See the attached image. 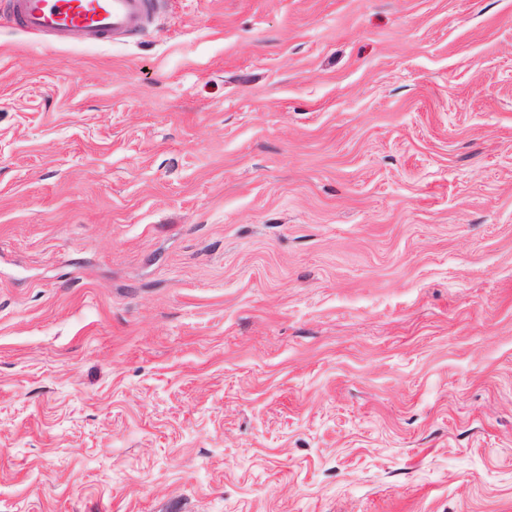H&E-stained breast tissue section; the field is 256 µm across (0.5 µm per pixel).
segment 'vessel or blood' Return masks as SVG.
<instances>
[{
	"instance_id": "obj_1",
	"label": "vessel or blood",
	"mask_w": 512,
	"mask_h": 512,
	"mask_svg": "<svg viewBox=\"0 0 512 512\" xmlns=\"http://www.w3.org/2000/svg\"><path fill=\"white\" fill-rule=\"evenodd\" d=\"M159 0H9L21 28L64 41L74 31L92 43L129 38L149 24Z\"/></svg>"
}]
</instances>
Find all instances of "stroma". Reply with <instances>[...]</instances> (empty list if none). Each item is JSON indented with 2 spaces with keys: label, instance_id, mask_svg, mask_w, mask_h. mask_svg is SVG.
Wrapping results in <instances>:
<instances>
[{
  "label": "stroma",
  "instance_id": "35a3bbf8",
  "mask_svg": "<svg viewBox=\"0 0 512 512\" xmlns=\"http://www.w3.org/2000/svg\"><path fill=\"white\" fill-rule=\"evenodd\" d=\"M0 0V512H512V0ZM159 0H9L21 28L64 41L81 31L91 43L128 39L149 24Z\"/></svg>",
  "mask_w": 512,
  "mask_h": 512
}]
</instances>
